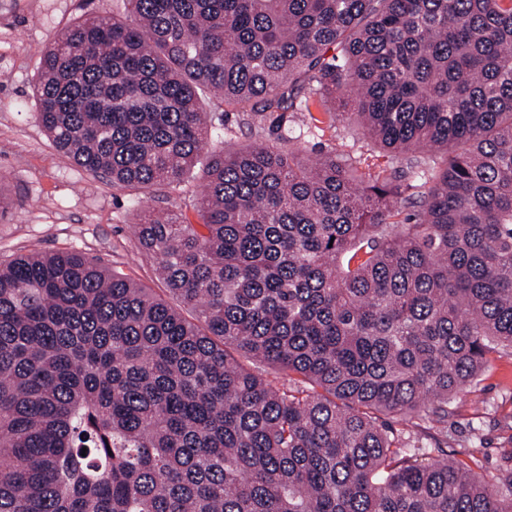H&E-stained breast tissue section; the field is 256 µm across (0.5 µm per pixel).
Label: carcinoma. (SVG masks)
I'll list each match as a JSON object with an SVG mask.
<instances>
[{
  "instance_id": "carcinoma-1",
  "label": "carcinoma",
  "mask_w": 512,
  "mask_h": 512,
  "mask_svg": "<svg viewBox=\"0 0 512 512\" xmlns=\"http://www.w3.org/2000/svg\"><path fill=\"white\" fill-rule=\"evenodd\" d=\"M122 2L43 52L65 159L163 203L225 126L200 91L303 119L211 150L196 223L142 210L191 318L82 252L0 262V512H512V448L488 484L412 431L512 348V0ZM351 120L388 175L303 160Z\"/></svg>"
}]
</instances>
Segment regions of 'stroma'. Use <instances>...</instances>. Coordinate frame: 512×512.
Masks as SVG:
<instances>
[{
    "label": "stroma",
    "mask_w": 512,
    "mask_h": 512,
    "mask_svg": "<svg viewBox=\"0 0 512 512\" xmlns=\"http://www.w3.org/2000/svg\"><path fill=\"white\" fill-rule=\"evenodd\" d=\"M121 0H0V261L33 250L80 251L119 268L134 283L164 295L155 259L135 234L139 210L101 175L63 159L37 119L32 88L42 52L86 13L120 11ZM228 134L214 145L235 150L268 141L266 127L244 123L227 104ZM308 151L380 155L354 123L315 131ZM477 444L473 473L495 474L502 449L512 448V350L491 353L478 382L457 394L448 413L449 457Z\"/></svg>",
    "instance_id": "obj_1"
}]
</instances>
